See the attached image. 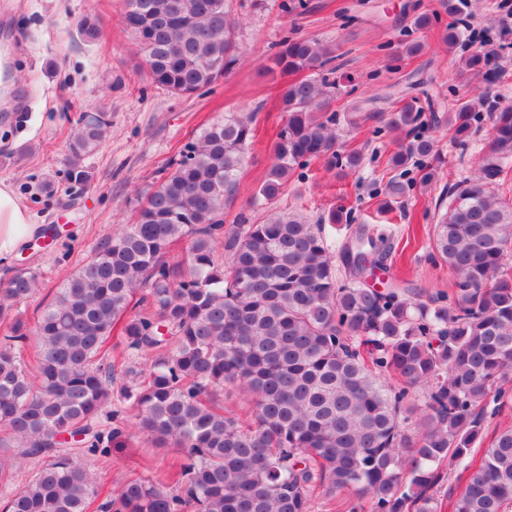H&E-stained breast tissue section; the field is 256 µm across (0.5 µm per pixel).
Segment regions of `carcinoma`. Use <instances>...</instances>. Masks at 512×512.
<instances>
[{
    "label": "carcinoma",
    "instance_id": "1",
    "mask_svg": "<svg viewBox=\"0 0 512 512\" xmlns=\"http://www.w3.org/2000/svg\"><path fill=\"white\" fill-rule=\"evenodd\" d=\"M126 7V28L149 49L150 77L168 91L194 94L239 60L227 0ZM79 30L88 41L100 33L91 16ZM330 53L286 37L273 57L284 75H313L282 90L273 162L250 198L267 210L261 223L224 229L256 122L254 112H229L184 145L133 223L63 280L34 327L16 311L40 287L38 273L19 269L0 287V488L38 461L3 512H311L321 490L345 496V512H358L360 497L372 512H438L445 463L464 474L452 512L512 507L511 426L479 465L466 463L488 406L512 383V201L492 189L512 172V106L485 112L487 97L461 98L448 118L428 119L411 95L389 113L404 141L380 188L387 206L409 197L415 180L436 177L438 149L425 128L444 122L462 140L488 121L491 140L478 177L448 190L433 228L454 293L423 300L394 282L369 288L361 277L384 266L388 237L355 229L338 266L322 224L274 207L313 162L363 165L360 150L339 144V125L355 129L375 114L329 111L340 87ZM494 59L476 50L460 73L496 80ZM111 125L105 112L80 113L69 180H88L82 161ZM184 243L186 256L171 261ZM117 362L132 383L116 392ZM227 386L249 396L244 416L224 412ZM126 409L157 447L186 450L171 489L139 476L105 492L92 466L76 461L109 453L126 434Z\"/></svg>",
    "mask_w": 512,
    "mask_h": 512
}]
</instances>
